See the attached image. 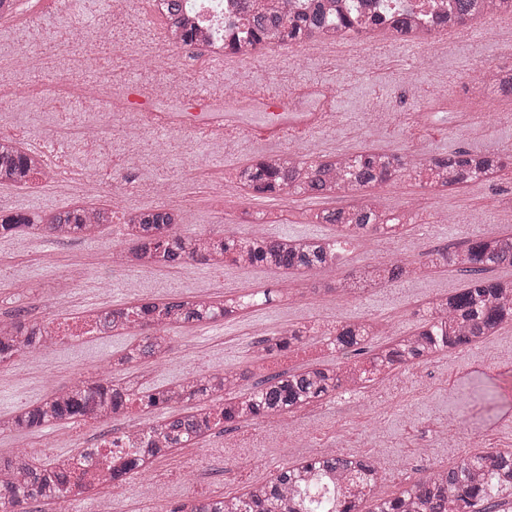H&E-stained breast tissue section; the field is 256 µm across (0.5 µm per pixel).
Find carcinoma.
<instances>
[{
  "instance_id": "carcinoma-1",
  "label": "carcinoma",
  "mask_w": 512,
  "mask_h": 512,
  "mask_svg": "<svg viewBox=\"0 0 512 512\" xmlns=\"http://www.w3.org/2000/svg\"><path fill=\"white\" fill-rule=\"evenodd\" d=\"M512 14V0H453V19L468 27L487 14ZM235 34L224 41V52L248 55L266 45H300L349 34L359 37L413 32L408 15L364 16L349 8L336 11L321 0H311L294 10L291 0H253L245 21L233 25ZM480 96H512V77L497 79L487 73L477 88ZM506 156L455 150L418 161L411 155L363 150L336 153L315 159L290 152L274 153L248 162L237 170V180L254 195L328 198L361 192L378 185H395L409 176L433 188H454L491 179ZM39 167L26 149L0 142V183L22 181ZM418 213L390 214L377 201L364 196L360 202L312 216L317 224H334L343 239L364 235L392 237ZM112 223V209L74 205L43 213L0 212V235L32 233L47 237L92 239ZM181 213L160 206L131 213L125 223L130 247L120 255L126 265L143 268L175 267L204 263L222 267L261 266L273 271L317 272L336 266L340 242L330 238L273 237L261 225L245 236H184L177 231ZM436 260L456 266L470 275L466 287L447 298L428 303L419 325L406 336L370 351L365 361L352 358L364 351L376 325L366 321L343 323L322 335L328 350L346 359L332 367L311 364L294 371L266 375L245 392L241 381L254 374L250 365L238 370H197L168 387L146 392L138 382L120 374L138 364H152L167 352L165 333L173 328L215 322L255 305L247 294L216 302L210 298L180 297L144 301L105 311L98 318L104 334L135 330L134 342L112 360V372L97 373L56 390L32 405L0 418V433L31 432L93 415L102 420L123 416L137 404L143 408H170L172 413L152 425L139 455L112 463L97 485L117 486L176 448H186L218 427L290 414L327 399L344 386H360L388 376L394 370L432 359L451 351L475 346L512 322V280L486 276L490 269L512 265V233L491 230L469 240L465 249L438 254ZM414 272L411 263L384 257L343 277L338 290L361 296L379 284L406 281ZM303 336L290 328L262 341L268 355L296 347ZM54 345L44 324L17 313L0 321V366ZM351 473L362 484L341 502L315 495L320 476L343 478ZM383 480L378 462L371 457L341 452L322 453L282 468L270 480L251 486L238 496L210 500L189 498L171 512H361L360 504ZM86 474L60 460L39 463L28 454L0 457V512H27L33 501L65 504L74 488L85 484ZM512 503V450L488 448L462 458L452 466L437 468L417 479L393 498L375 500L370 512H493L497 505Z\"/></svg>"
}]
</instances>
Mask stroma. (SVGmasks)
Segmentation results:
<instances>
[{"instance_id": "obj_1", "label": "stroma", "mask_w": 512, "mask_h": 512, "mask_svg": "<svg viewBox=\"0 0 512 512\" xmlns=\"http://www.w3.org/2000/svg\"><path fill=\"white\" fill-rule=\"evenodd\" d=\"M503 17L475 22L473 46L449 49L438 59L424 60L420 49L394 42L379 61L330 63L328 55L309 52L292 69L275 70L271 62L243 66L228 62L224 79L231 87L249 85L286 99L288 130L265 134L260 125L200 138L201 158L185 188L181 234L220 235L251 231L252 216L276 215L266 224L271 236L331 238L333 224H312L308 214L354 204L351 196L302 198L255 196L235 180L236 169L255 157L294 143L299 153L315 158L333 151L365 148L406 153L422 158L456 149L483 153L512 150V98L498 108L478 110L462 87L479 69L508 65L503 51L508 35ZM223 181V198L212 197V182ZM382 209L406 210L420 205L417 223L388 239L363 236L344 244L341 261L321 273L274 272L260 266L232 264L214 269L188 265L155 270L112 266V254L127 241L119 227L122 201L111 193L99 195L112 207V224L93 240L13 234L0 236V317L24 309L27 317L44 321L63 314L72 318L99 306L127 307L161 295H208L224 300L275 289L270 303L242 314L200 326L170 330L171 350L156 368L134 366L144 389L155 390L177 381L192 369H230L256 356L257 334L313 327L321 323L378 321L387 333L374 336L370 347L402 335L419 323L421 311L437 297L454 294L468 282L467 273L450 266L433 267L436 254L464 246L481 223L512 232V165L490 181L471 183L435 194L414 179L371 190ZM70 198L46 190L30 199L0 188V210L55 212L70 207ZM390 250L413 261L417 276L401 284L374 288L358 298H342L336 286L342 277ZM84 276L73 292H62L59 276L72 265ZM132 341L130 335L103 336L83 343L61 342L38 355L17 359L0 375V418L40 400L49 384L69 385L110 366ZM59 427L28 433L0 434V453L23 451L40 460L73 453L76 444L92 439L84 426L70 428L71 442L59 437ZM486 448L512 450V324L487 341L462 352L411 365L390 375L373 389H339L330 399L282 416L260 419L213 432L188 448L176 449L156 463L169 483L157 496L113 492L97 487L83 494L80 504L112 503V512H168L187 496L239 495L252 484L272 478L289 452L309 457L327 450L379 459L385 478L374 489L377 497H393L423 476L430 466H448Z\"/></svg>"}]
</instances>
